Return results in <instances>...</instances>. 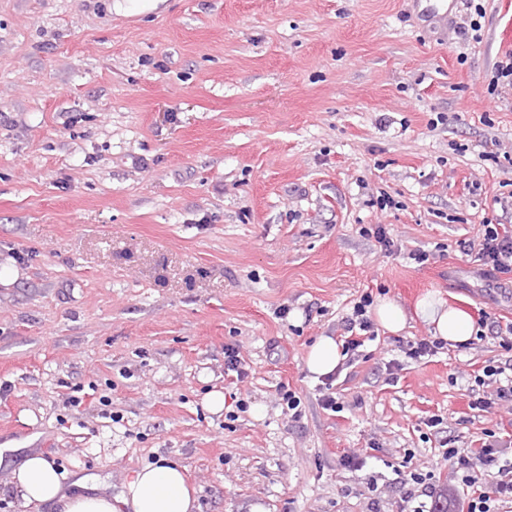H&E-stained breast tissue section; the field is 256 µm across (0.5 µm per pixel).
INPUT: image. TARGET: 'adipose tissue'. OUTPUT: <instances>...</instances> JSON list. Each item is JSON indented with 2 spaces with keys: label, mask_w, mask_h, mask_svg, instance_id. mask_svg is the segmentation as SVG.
<instances>
[{
  "label": "adipose tissue",
  "mask_w": 512,
  "mask_h": 512,
  "mask_svg": "<svg viewBox=\"0 0 512 512\" xmlns=\"http://www.w3.org/2000/svg\"><path fill=\"white\" fill-rule=\"evenodd\" d=\"M415 314L431 326L433 336L452 346L468 342L475 332L466 310L446 306L434 295L419 299ZM13 479L26 505L52 504L61 512H194L197 503L184 467L166 459L135 471L114 495L88 486L83 478L76 480L73 490H66L61 475L39 454L27 457Z\"/></svg>",
  "instance_id": "adipose-tissue-1"
}]
</instances>
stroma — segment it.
Returning <instances> with one entry per match:
<instances>
[{
	"label": "stroma",
	"mask_w": 512,
	"mask_h": 512,
	"mask_svg": "<svg viewBox=\"0 0 512 512\" xmlns=\"http://www.w3.org/2000/svg\"><path fill=\"white\" fill-rule=\"evenodd\" d=\"M112 3L0 0V512H57L12 480L32 454L112 495L178 462L198 512H409L412 471L456 494L441 442L512 435V409L469 407L506 358L490 327L418 361L420 318L379 331L341 364L337 412L305 358L367 293L512 322L458 247L512 218V88L488 90L512 0H487L478 43L466 0L444 26L414 0Z\"/></svg>",
	"instance_id": "35a3bbf8"
}]
</instances>
